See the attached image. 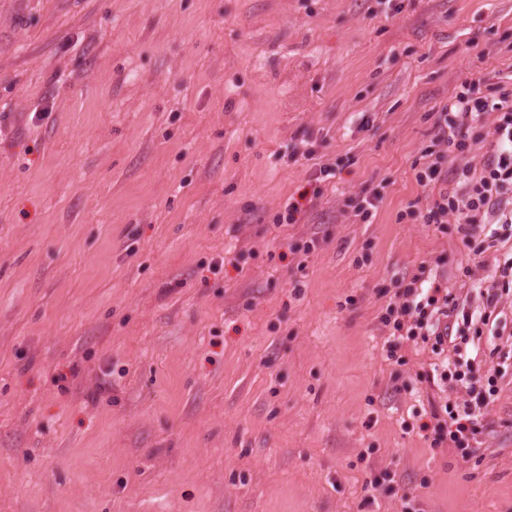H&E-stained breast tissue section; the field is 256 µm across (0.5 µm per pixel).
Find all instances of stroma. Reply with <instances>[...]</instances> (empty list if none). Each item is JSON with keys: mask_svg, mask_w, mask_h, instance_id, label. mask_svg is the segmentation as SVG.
<instances>
[{"mask_svg": "<svg viewBox=\"0 0 512 512\" xmlns=\"http://www.w3.org/2000/svg\"><path fill=\"white\" fill-rule=\"evenodd\" d=\"M466 79L512 0H0V512H512V370L463 460L379 321L491 273L406 214Z\"/></svg>", "mask_w": 512, "mask_h": 512, "instance_id": "1", "label": "stroma"}]
</instances>
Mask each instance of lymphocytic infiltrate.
<instances>
[{
  "label": "lymphocytic infiltrate",
  "instance_id": "f902f5d3",
  "mask_svg": "<svg viewBox=\"0 0 512 512\" xmlns=\"http://www.w3.org/2000/svg\"><path fill=\"white\" fill-rule=\"evenodd\" d=\"M494 115L492 130L483 118ZM434 139L446 145L416 174L421 186L440 190L420 216L423 223L442 226L455 221L465 246L475 256L503 251L496 260L489 287L458 296L437 280L413 277L400 285L386 307L382 323L401 342L430 347L438 362L423 371L420 381L443 393L429 421L420 431L447 436L462 459L476 456L474 445L486 409L500 388L499 379L512 369V315L503 296L512 290V87L492 85L487 95L473 93L463 81L452 100L434 114ZM490 140L481 165L467 162L471 141ZM465 389L463 400L451 393Z\"/></svg>",
  "mask_w": 512,
  "mask_h": 512
}]
</instances>
